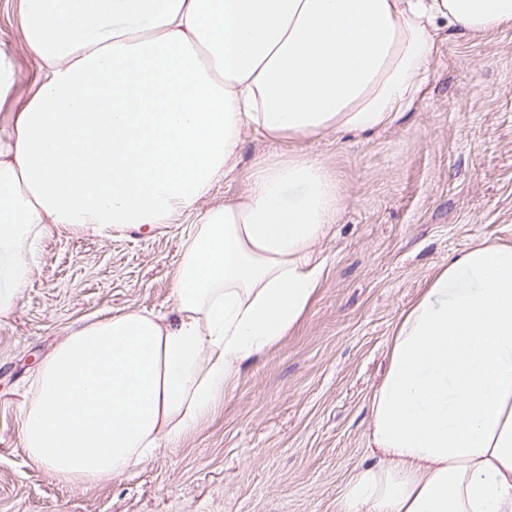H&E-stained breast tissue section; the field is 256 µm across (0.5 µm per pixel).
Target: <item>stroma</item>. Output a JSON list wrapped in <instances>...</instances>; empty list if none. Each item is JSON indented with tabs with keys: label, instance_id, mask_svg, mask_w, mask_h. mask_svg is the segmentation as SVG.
<instances>
[{
	"label": "stroma",
	"instance_id": "obj_1",
	"mask_svg": "<svg viewBox=\"0 0 512 512\" xmlns=\"http://www.w3.org/2000/svg\"><path fill=\"white\" fill-rule=\"evenodd\" d=\"M21 2L0 0V50L15 70L3 131L39 89ZM292 149L318 156L342 196L320 246L316 297L193 433L108 481L66 482L28 458L21 428L36 371L77 325L171 311L180 250L200 214H178L149 238L50 225L14 313L0 318V512H336L365 456L369 398L401 313L449 255L512 244V25L441 43L397 127L290 147L250 139L239 171Z\"/></svg>",
	"mask_w": 512,
	"mask_h": 512
}]
</instances>
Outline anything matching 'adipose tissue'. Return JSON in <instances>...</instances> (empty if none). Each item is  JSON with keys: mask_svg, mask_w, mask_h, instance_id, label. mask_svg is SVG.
<instances>
[{"mask_svg": "<svg viewBox=\"0 0 512 512\" xmlns=\"http://www.w3.org/2000/svg\"><path fill=\"white\" fill-rule=\"evenodd\" d=\"M38 93L0 134V318L49 225L153 233L198 210L168 313L73 328L22 421L29 459L100 482L176 444L315 298L341 205L323 162L270 142L370 134L409 112L454 31L512 23V0H23ZM367 453L336 512H512V245L448 258L403 312L370 397ZM259 157H265L269 160L288 158V144L280 145L248 139L241 150L240 174L244 176L252 163Z\"/></svg>", "mask_w": 512, "mask_h": 512, "instance_id": "1", "label": "adipose tissue"}]
</instances>
